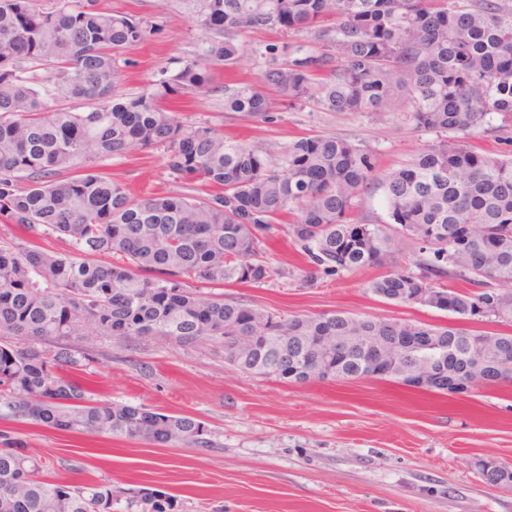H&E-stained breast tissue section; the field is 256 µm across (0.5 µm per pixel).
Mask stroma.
Listing matches in <instances>:
<instances>
[{"label": "stroma", "mask_w": 512, "mask_h": 512, "mask_svg": "<svg viewBox=\"0 0 512 512\" xmlns=\"http://www.w3.org/2000/svg\"><path fill=\"white\" fill-rule=\"evenodd\" d=\"M97 4L155 27L127 54L129 64L118 78L123 93L142 91L163 73L175 72L182 60L197 55L205 37L166 0ZM313 41L310 30L248 33L236 74L262 83L266 44ZM173 106L184 122H206L282 147L303 134L353 140L378 152L381 176L412 159L424 142L405 119L410 104L402 97L378 113L298 109L276 100L270 123L231 118L203 94L180 96ZM103 170L135 197L182 188L159 149L107 161ZM271 261L283 276L225 285V298L285 316L344 312L431 324L449 320L446 312L393 305L370 292L368 281L380 273L376 267L306 276L279 227ZM94 350L92 365L76 378L95 400L196 416L216 429L219 446L201 455L190 448L17 426L25 447L46 461L51 480H109L160 490L186 500L189 512H512V485H490L478 466L484 459L512 468V383L482 386L461 397L377 379L298 385L244 372L225 361L216 345H120L102 337Z\"/></svg>", "instance_id": "obj_1"}]
</instances>
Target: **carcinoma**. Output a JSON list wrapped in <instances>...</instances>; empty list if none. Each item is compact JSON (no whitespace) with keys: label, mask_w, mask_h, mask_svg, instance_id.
Segmentation results:
<instances>
[{"label":"carcinoma","mask_w":512,"mask_h":512,"mask_svg":"<svg viewBox=\"0 0 512 512\" xmlns=\"http://www.w3.org/2000/svg\"><path fill=\"white\" fill-rule=\"evenodd\" d=\"M208 34L202 56L140 93L119 94L128 50L150 22L110 14L96 0H0V419L69 434L97 433L161 447H218L216 432L187 414L105 403L70 377L94 361L98 338L224 344L245 372L273 363L275 379L317 355L310 337L353 336L331 360L333 380L368 379L361 336L391 341L408 321L341 312L284 316L226 300L210 288L281 275L267 258L273 224L296 211L287 235L308 274L383 268L381 298L416 304L436 290L455 325L423 322L451 344L477 339L508 352L512 332V157L480 153L473 134L512 126L509 0H175ZM314 28L318 45H268L267 85L290 107L379 112L408 97L412 129L431 135L381 186L389 221L351 219L374 179L377 151L334 135L302 136L275 155L266 140L235 141L208 123H185L173 97H222L224 111L270 122L264 88L221 82L250 30ZM47 77L42 78L38 71ZM82 99V110L48 100ZM499 116L500 124L487 120ZM161 149L183 190L134 199L100 166ZM208 187L203 193L195 185ZM462 224L478 233L462 239ZM397 237L415 245L398 262ZM51 239L64 251L43 247ZM413 360H389L385 381L411 386ZM41 459L0 429V512H187L184 500L112 482L53 483Z\"/></svg>","instance_id":"1"}]
</instances>
